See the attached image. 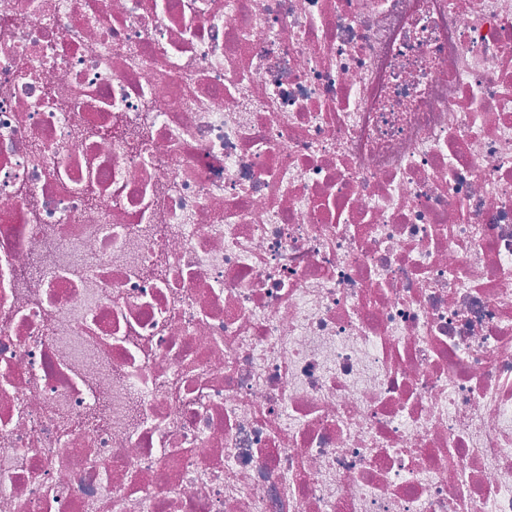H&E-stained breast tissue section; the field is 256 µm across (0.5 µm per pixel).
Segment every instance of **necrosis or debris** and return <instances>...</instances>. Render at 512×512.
<instances>
[{"label":"necrosis or debris","mask_w":512,"mask_h":512,"mask_svg":"<svg viewBox=\"0 0 512 512\" xmlns=\"http://www.w3.org/2000/svg\"><path fill=\"white\" fill-rule=\"evenodd\" d=\"M0 512H512V0H0Z\"/></svg>","instance_id":"obj_1"}]
</instances>
